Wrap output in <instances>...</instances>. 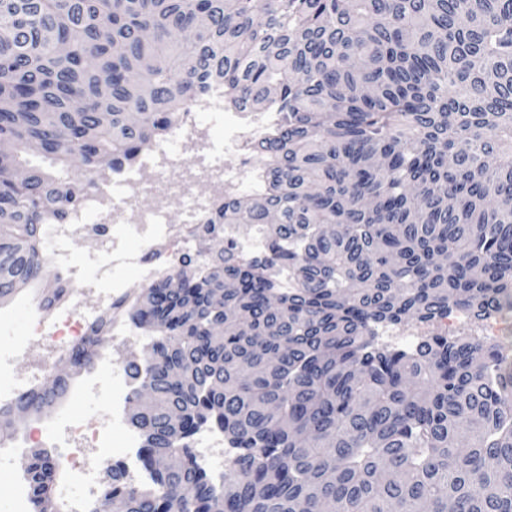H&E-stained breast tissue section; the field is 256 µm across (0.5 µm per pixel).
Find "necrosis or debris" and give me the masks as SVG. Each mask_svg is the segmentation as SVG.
Segmentation results:
<instances>
[{
    "instance_id": "1",
    "label": "necrosis or debris",
    "mask_w": 512,
    "mask_h": 512,
    "mask_svg": "<svg viewBox=\"0 0 512 512\" xmlns=\"http://www.w3.org/2000/svg\"><path fill=\"white\" fill-rule=\"evenodd\" d=\"M281 118L277 112H245L227 106L224 91L215 87L203 94L182 114L180 121L157 140L138 164L114 170L110 180L90 193L72 212L69 223L49 226L50 263L70 287L67 298L29 320V337L49 341L52 348L68 349L81 342L90 325L103 313H111V337L128 341L130 332L118 303L125 295L124 271H134L153 283L179 269L184 256L195 254L197 241L214 223L225 199L247 191L260 194L266 175L251 151L254 140L270 133ZM232 145L234 163L224 161L225 145ZM208 185L201 193L200 185ZM153 205H145V198ZM180 204L181 223L167 220L171 204ZM86 235L99 241L97 253L82 256L76 246ZM93 295V310H85L83 298ZM470 313L455 309L437 319L429 332L448 335L452 327L470 322ZM427 330L401 329L381 324L378 336L402 349H415ZM25 343L0 345V409L12 405L19 391L34 390L39 373L19 379L11 368L25 350ZM112 380V404L103 421L91 422L63 415L58 429L64 435L63 456L67 467L83 474L92 453L110 447L121 437V463L127 473L140 475L139 443L125 421L130 385L114 370L107 354H100L96 371L80 383L81 391L99 387L101 376Z\"/></svg>"
}]
</instances>
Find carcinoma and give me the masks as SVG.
<instances>
[{"mask_svg": "<svg viewBox=\"0 0 512 512\" xmlns=\"http://www.w3.org/2000/svg\"><path fill=\"white\" fill-rule=\"evenodd\" d=\"M212 86L282 113L254 146L268 189L224 202L207 268L189 256L173 273L182 288L121 301L151 344L126 367L129 404L151 391L129 417L149 479L112 466L92 512H512L507 356L373 333L512 300V0H0V306L59 299L38 274L45 225ZM75 162L84 183L59 175ZM226 224L263 233L264 252L242 256ZM111 324L66 351V377L18 393L0 430L61 404ZM206 425L233 448L220 483L193 448ZM58 472L32 453L34 512H54ZM378 336L386 337L391 342L404 350H413L419 344L421 336H427L428 332L423 328L401 329L396 324H380L376 327Z\"/></svg>", "mask_w": 512, "mask_h": 512, "instance_id": "carcinoma-1", "label": "carcinoma"}]
</instances>
